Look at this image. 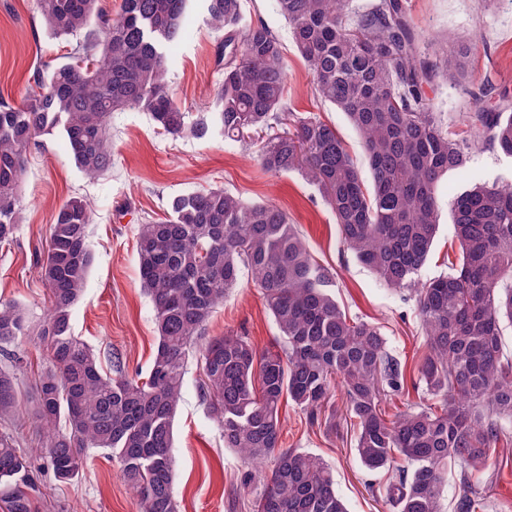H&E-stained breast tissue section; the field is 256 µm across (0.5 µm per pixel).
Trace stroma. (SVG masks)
<instances>
[{
	"label": "stroma",
	"instance_id": "stroma-1",
	"mask_svg": "<svg viewBox=\"0 0 512 512\" xmlns=\"http://www.w3.org/2000/svg\"><path fill=\"white\" fill-rule=\"evenodd\" d=\"M423 47L456 44L479 38L478 52L468 69L494 90L512 92V0H404ZM245 21L264 22L278 36L288 64V101L298 112H313L335 127L360 171L368 164L360 140L346 116L314 93L312 76L298 53L287 22L273 0H244ZM187 34L173 49L168 90L197 119L211 106L221 76L215 61L217 33L208 22L201 0H192L185 18ZM70 41L48 35L35 0H0V100L20 104L34 85L44 62H59ZM435 111L445 113L456 133L466 130L463 115L469 105L460 88L440 83L429 88ZM111 173L91 178L75 164L61 131L37 138L27 153L20 186L23 218L13 244L0 248V300L25 305L32 328L45 318L48 290L37 260L43 256L57 209L71 197L87 200L93 209L89 244L92 266L87 286L72 312L74 333L98 355L102 365L120 358L128 372L147 371L157 346V331L149 297L140 284L136 238L138 226L164 218L174 197L205 187H221L246 201H269L285 210L314 259L336 274L339 305L355 319L379 326L404 372L402 392L387 397L383 407L393 417L431 396L417 384L424 336L414 298L409 291L385 287L344 247L336 217L319 192L295 172L274 175L261 166L255 149L219 139L174 138L149 115L128 109L112 115ZM486 183L512 180V158L482 149L469 156L464 173L449 174L438 201L440 210L464 188L467 180ZM238 332L258 348L274 346L279 331L262 295L241 280L205 327L204 338ZM200 374L190 367L173 423L174 495L179 512H251L262 487L264 465L244 460L226 448L199 389ZM336 428L310 422L294 405L283 406L282 443L325 460L334 470L336 489L349 512H394L386 501L384 474L366 471L354 453L356 431L345 414V396L336 392ZM512 428L491 451L490 466L473 475L472 484L485 490L488 512H512ZM251 474L249 487L241 478ZM37 484L41 512H140L116 462L105 452L89 451L81 477L71 484L55 481L40 468Z\"/></svg>",
	"mask_w": 512,
	"mask_h": 512
}]
</instances>
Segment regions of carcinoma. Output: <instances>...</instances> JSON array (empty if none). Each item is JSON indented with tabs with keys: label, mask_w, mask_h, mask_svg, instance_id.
Segmentation results:
<instances>
[{
	"label": "carcinoma",
	"mask_w": 512,
	"mask_h": 512,
	"mask_svg": "<svg viewBox=\"0 0 512 512\" xmlns=\"http://www.w3.org/2000/svg\"><path fill=\"white\" fill-rule=\"evenodd\" d=\"M190 0H122L114 18L98 0H36L55 39L83 35L68 61L36 72L23 103L0 102V246L14 241L27 151L60 130L77 167L89 177L112 171V113L138 109L173 137L221 138L257 145L263 168L295 171L316 187L336 216L343 245L393 290L414 293L425 352L419 382L440 403L388 420L387 391L401 388V366L376 325L349 318L336 301V277L314 260L288 214L273 203L246 202L223 188L175 197L168 215L138 227V266L158 344L146 377L120 360L112 373L74 336L72 310L92 264V209L72 197L57 211L39 274L49 290L43 325L25 309L0 302V416L17 403L11 350L34 336L49 367L35 385L33 417L41 431L26 451L0 432V503L5 512H40L35 458L55 480L82 474L89 449L108 451L141 512H178L173 493V422L191 361L221 428L224 447L270 463L255 512H348L333 470L321 458L281 447L283 399L309 414L326 412L336 386L357 427L355 453L375 472L400 455L403 469L383 491L395 512H444L448 466L480 473L512 424V359L502 336L512 328V182L472 181L448 202L461 247L451 272L416 279L439 226L441 179L463 170L477 148L512 157V98L488 104L491 89L465 68L477 40L456 53L421 52V36L403 0H376L366 12L353 0H274L310 71L318 97L343 112L358 133L371 173L366 187L336 130L288 107V66L278 36L246 23L242 0H206L219 34L222 79L214 108L196 121L168 92L170 49L185 36ZM442 79L469 98L470 135L448 130L425 88ZM258 288L280 333L279 348L258 350L246 336L199 342L215 309L241 275ZM477 491L459 512H485Z\"/></svg>",
	"instance_id": "carcinoma-1"
}]
</instances>
